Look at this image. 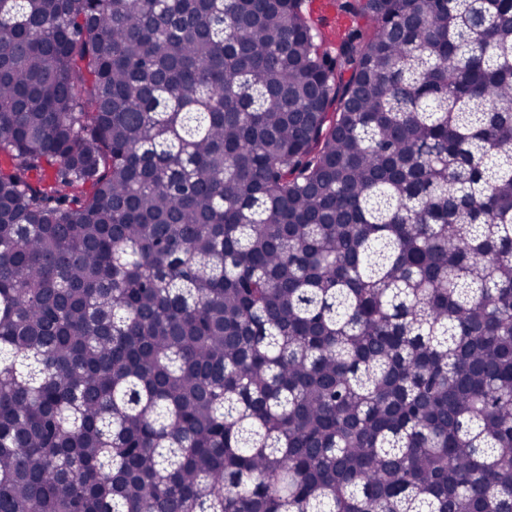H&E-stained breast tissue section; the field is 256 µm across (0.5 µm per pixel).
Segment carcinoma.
Wrapping results in <instances>:
<instances>
[{"instance_id": "1", "label": "carcinoma", "mask_w": 512, "mask_h": 512, "mask_svg": "<svg viewBox=\"0 0 512 512\" xmlns=\"http://www.w3.org/2000/svg\"><path fill=\"white\" fill-rule=\"evenodd\" d=\"M0 0V512H512V0ZM319 1L323 0H306L307 10L316 23L324 25L321 31L327 44L332 46L336 43V13L343 14L337 10L336 0H325L329 2L327 9L319 8L317 5Z\"/></svg>"}]
</instances>
